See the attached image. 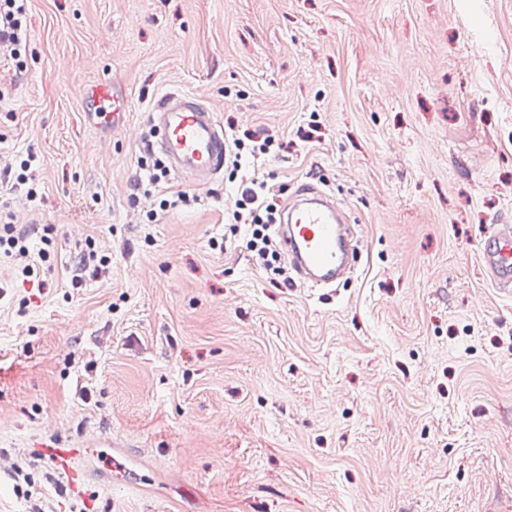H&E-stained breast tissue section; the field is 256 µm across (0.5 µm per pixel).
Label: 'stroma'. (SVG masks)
I'll list each match as a JSON object with an SVG mask.
<instances>
[{
    "label": "stroma",
    "mask_w": 512,
    "mask_h": 512,
    "mask_svg": "<svg viewBox=\"0 0 512 512\" xmlns=\"http://www.w3.org/2000/svg\"><path fill=\"white\" fill-rule=\"evenodd\" d=\"M468 2L30 0L20 58L0 47V200L50 260L0 256V512L29 510L19 470L50 512H512V294L479 249L512 224V0ZM95 81L143 134L183 90L279 138L245 174L335 197L350 282L257 265L224 175H167L188 201L148 221L147 146L89 121ZM103 435L123 480L85 452ZM51 448L82 449L78 479Z\"/></svg>",
    "instance_id": "35a3bbf8"
}]
</instances>
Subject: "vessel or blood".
<instances>
[{
    "mask_svg": "<svg viewBox=\"0 0 512 512\" xmlns=\"http://www.w3.org/2000/svg\"><path fill=\"white\" fill-rule=\"evenodd\" d=\"M97 125L121 129L127 124L126 103L99 82L84 87ZM148 120L150 145L170 173L193 185H209L224 169L227 137L218 117L190 93L176 90L160 96ZM277 235L288 265L298 279L314 288H335L350 272L351 230L334 199L318 186L304 183L288 196L280 211ZM486 272L498 288L512 291V226L496 225L481 244Z\"/></svg>",
    "mask_w": 512,
    "mask_h": 512,
    "instance_id": "b4317fda",
    "label": "vessel or blood"
}]
</instances>
